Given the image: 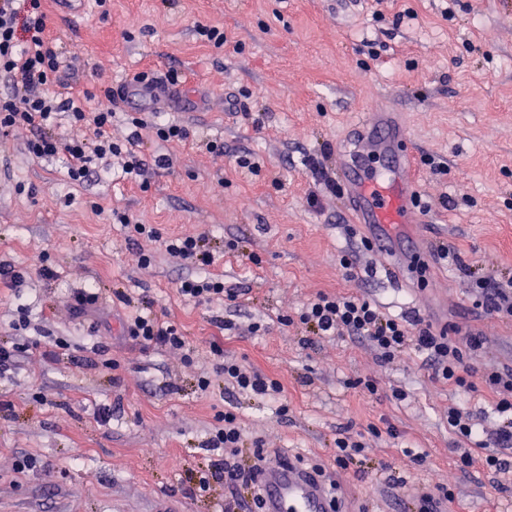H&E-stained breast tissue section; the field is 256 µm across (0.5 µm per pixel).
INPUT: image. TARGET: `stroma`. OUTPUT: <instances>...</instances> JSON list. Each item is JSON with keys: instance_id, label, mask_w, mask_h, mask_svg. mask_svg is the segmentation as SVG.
I'll use <instances>...</instances> for the list:
<instances>
[{"instance_id": "35a3bbf8", "label": "stroma", "mask_w": 512, "mask_h": 512, "mask_svg": "<svg viewBox=\"0 0 512 512\" xmlns=\"http://www.w3.org/2000/svg\"><path fill=\"white\" fill-rule=\"evenodd\" d=\"M45 8L54 46L73 63L56 95L89 112L112 107L113 140L132 142L150 167L143 183L114 169L75 186L65 158L29 156L27 132L0 139V264L23 274L0 283V339L27 347L0 373V512H224L226 499L248 490L215 482L200 492L195 477L224 457L210 439L226 410L243 432L239 466L258 443L268 458L296 457L334 480L347 512H417L419 496L442 483L454 498L441 512H512V473L487 472L478 448L460 472L461 442L447 420L456 405L472 414L480 439L495 431L482 375L512 366V317L475 308L469 279L436 254L445 245L480 274L512 276V0H47ZM201 25L223 30V45L201 37ZM172 71L178 84L166 82ZM143 72L159 83L153 98L110 100ZM369 104L399 112L414 150L422 208L408 233L427 267L422 280L399 255L387 262L400 279L388 280L385 261L361 245L365 227L310 171L313 159L332 169ZM160 119L185 126L188 139L161 142ZM212 141L223 153L209 150ZM244 154L258 172L237 165ZM160 155L171 165H155ZM116 210L154 225L160 239L133 236L113 221ZM180 236L207 238L209 271L237 290L235 301L178 294L197 273L162 243ZM351 250L353 278L339 262ZM44 263L52 277L40 275ZM85 290L96 292V310L79 316L74 297ZM321 293L481 334L468 362L471 390L436 382L414 352L384 363L364 340L312 335L296 317ZM149 309L180 328L183 349L124 333ZM253 322L262 326L255 335ZM216 341L227 358L277 379L281 401L225 384ZM359 378L374 380L376 392L355 387ZM344 431L365 444L362 462L345 469L336 464Z\"/></svg>"}]
</instances>
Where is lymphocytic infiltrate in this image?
<instances>
[{
  "instance_id": "obj_1",
  "label": "lymphocytic infiltrate",
  "mask_w": 512,
  "mask_h": 512,
  "mask_svg": "<svg viewBox=\"0 0 512 512\" xmlns=\"http://www.w3.org/2000/svg\"><path fill=\"white\" fill-rule=\"evenodd\" d=\"M45 0H0V77L11 91L0 97V135L25 130L29 133L26 149L36 159L64 156L70 182L82 184L96 173L93 159H116L123 174L130 179L143 177L146 165L134 153L124 150L108 133L112 125L111 110L96 112L91 118L93 137L64 140L53 133L51 125L58 113H68L72 122L88 119L81 102L58 99L52 85L60 78L66 63L45 35ZM472 288L477 295L476 306L490 312L512 316V278L492 280L472 276ZM301 323L313 326L321 336H352L365 339L381 361L388 362L405 351L412 350L424 357L435 381L454 387H464L463 375L467 352L478 350L480 334L471 333L455 338L448 331H435L424 324L419 315L395 317L383 313L371 299L354 295L319 294L299 315ZM129 336L156 347L181 349L185 340L172 322L155 314L134 317L127 327ZM212 352L220 357L219 369L225 381L260 396H277L283 391L280 382L267 378L259 371L225 358L221 346ZM485 385L493 399L498 427L492 435L497 452L485 455L482 465L494 474L505 473L506 461L499 449L512 447V368H493L485 374ZM224 425L211 439L214 448L223 449L229 460L224 466L200 474L196 484L200 491L209 490L212 483L243 485L251 491L248 512H262V497L257 477L266 456L263 449L252 451L253 463L243 468L234 463L242 442L237 417L225 412Z\"/></svg>"
}]
</instances>
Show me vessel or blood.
<instances>
[{"label": "vessel or blood", "instance_id": "obj_1", "mask_svg": "<svg viewBox=\"0 0 512 512\" xmlns=\"http://www.w3.org/2000/svg\"><path fill=\"white\" fill-rule=\"evenodd\" d=\"M358 128L359 136L336 157V178L346 209L385 255L401 249L398 229L417 221L413 152L391 110H363ZM372 153L383 157V167H367ZM261 483L264 512H334L323 480L292 460L275 459L263 469Z\"/></svg>", "mask_w": 512, "mask_h": 512}]
</instances>
